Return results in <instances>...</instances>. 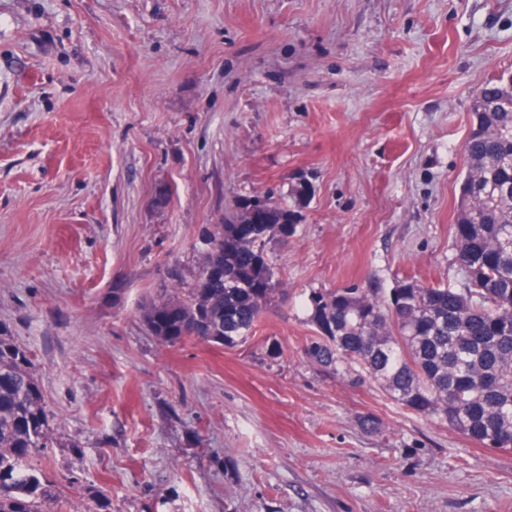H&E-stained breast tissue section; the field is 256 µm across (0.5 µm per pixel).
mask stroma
<instances>
[{
	"mask_svg": "<svg viewBox=\"0 0 512 512\" xmlns=\"http://www.w3.org/2000/svg\"><path fill=\"white\" fill-rule=\"evenodd\" d=\"M502 76L512 0H0V324L57 512H512V449L305 355L311 291L457 285L470 96ZM267 192L301 217L254 338L150 335L170 267Z\"/></svg>",
	"mask_w": 512,
	"mask_h": 512,
	"instance_id": "1",
	"label": "stroma"
}]
</instances>
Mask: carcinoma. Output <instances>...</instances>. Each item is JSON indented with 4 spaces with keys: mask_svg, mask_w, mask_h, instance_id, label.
Segmentation results:
<instances>
[{
    "mask_svg": "<svg viewBox=\"0 0 512 512\" xmlns=\"http://www.w3.org/2000/svg\"><path fill=\"white\" fill-rule=\"evenodd\" d=\"M512 77L471 96L466 170L453 225L462 287L404 279L385 288L314 291L315 365L380 389L397 405L485 448H512ZM263 203L271 223L243 235V211ZM297 211L263 195L241 199L202 233L204 261L189 287L163 294L143 320L160 342L234 347L282 294L268 252L288 246ZM57 438L38 371L0 327V512H48L60 488L37 462Z\"/></svg>",
    "mask_w": 512,
    "mask_h": 512,
    "instance_id": "1",
    "label": "carcinoma"
}]
</instances>
